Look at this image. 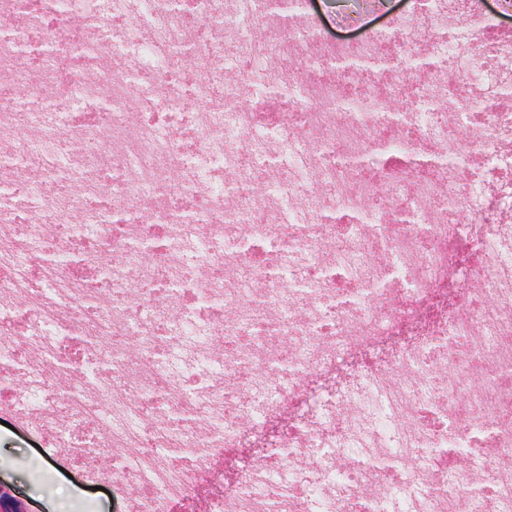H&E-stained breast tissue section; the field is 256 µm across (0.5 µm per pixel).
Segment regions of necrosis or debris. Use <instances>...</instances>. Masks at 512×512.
<instances>
[{
	"instance_id": "4bbe7bcc",
	"label": "necrosis or debris",
	"mask_w": 512,
	"mask_h": 512,
	"mask_svg": "<svg viewBox=\"0 0 512 512\" xmlns=\"http://www.w3.org/2000/svg\"><path fill=\"white\" fill-rule=\"evenodd\" d=\"M414 2L402 42L442 67L401 69L391 114L375 75L285 77L287 48L371 61L391 39L329 45L307 4L284 28L272 0H0L15 425L105 451L135 512L284 413L210 512H512V35L482 0ZM452 276L447 312L399 338Z\"/></svg>"
}]
</instances>
